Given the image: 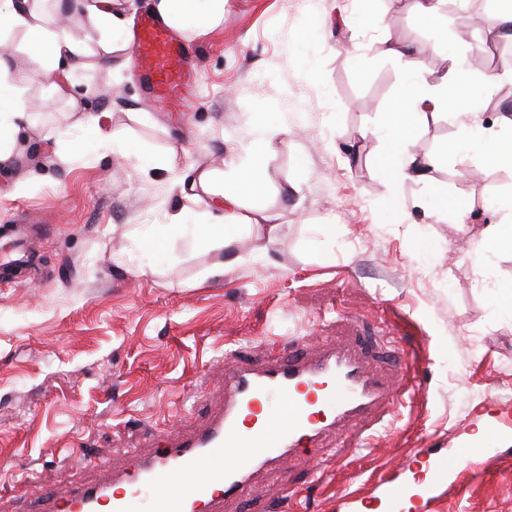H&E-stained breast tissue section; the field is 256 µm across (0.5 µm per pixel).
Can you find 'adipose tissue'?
I'll use <instances>...</instances> for the list:
<instances>
[{
  "label": "adipose tissue",
  "instance_id": "1",
  "mask_svg": "<svg viewBox=\"0 0 512 512\" xmlns=\"http://www.w3.org/2000/svg\"><path fill=\"white\" fill-rule=\"evenodd\" d=\"M71 15L85 18L78 29L61 25L56 14L37 5V0H0V36L13 31L23 32L27 40L28 65L24 71L32 81L49 80L58 74L74 76L84 65L92 43L99 38H111L113 44L127 46L128 20L120 0H67ZM155 11L171 26L178 29L205 28L218 23L224 16V0H154ZM11 63L0 59V171L13 168V145L21 127L20 120L26 104L17 85ZM472 80L464 57L448 58V69L440 80L419 79L407 84L390 112L384 113L385 153L380 159L384 173L396 181L409 179L431 189L434 174L445 167L450 156L458 151L457 144H443L436 150L421 154L415 151L417 133L437 122L448 109L459 110L463 138L478 148V158L484 168L512 169V115L501 114L496 128L485 127L481 112L471 107ZM230 179L212 172L200 173L197 182L206 192L212 211L218 218L213 223H185L173 216L168 228H155L148 239L156 245L166 229L195 240L220 239L233 242L234 230L257 227L265 230L267 238L277 232L270 215L256 212L245 216L240 212L244 197L261 192L265 171L257 152L231 156Z\"/></svg>",
  "mask_w": 512,
  "mask_h": 512
}]
</instances>
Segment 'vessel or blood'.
Masks as SVG:
<instances>
[{
	"label": "vessel or blood",
	"instance_id": "1",
	"mask_svg": "<svg viewBox=\"0 0 512 512\" xmlns=\"http://www.w3.org/2000/svg\"><path fill=\"white\" fill-rule=\"evenodd\" d=\"M149 94L170 111L188 106L192 49L155 13L138 20L130 46ZM224 408L176 442L140 458L122 475L88 486L45 489L41 512H224L228 499L260 497L263 474L295 452L315 448L338 425H358L383 401L400 400V382L381 379L347 350L309 359L274 352L260 364L228 350ZM232 452V463L211 469L212 459Z\"/></svg>",
	"mask_w": 512,
	"mask_h": 512
}]
</instances>
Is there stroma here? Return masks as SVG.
<instances>
[{"label": "stroma", "instance_id": "obj_1", "mask_svg": "<svg viewBox=\"0 0 512 512\" xmlns=\"http://www.w3.org/2000/svg\"><path fill=\"white\" fill-rule=\"evenodd\" d=\"M480 4L445 0L444 25L429 29L407 0H375L382 30L354 37L345 20L361 0H224L220 24L180 33L196 50L186 112L146 97L119 48L58 90L21 79L30 135L0 176V225L37 221L40 273L0 281V494L16 512H38L45 486L96 479L75 467L82 452L122 472L134 453L204 423L224 403L225 347L260 362L271 336L307 356L351 342L413 387L366 423L370 447L328 433L320 451L284 460L263 500L229 512H355L346 494L372 512H512V318L493 302L512 282V251L483 236L512 171L472 181L470 152L449 160L436 174L449 210L438 218L417 207L416 184L378 166L381 117L409 79H439L449 54L472 63L493 42L472 24ZM388 41L407 45V59L387 56ZM75 97L150 164L88 136ZM282 124L287 135L265 147L262 127ZM245 148L262 153L266 183L243 210L275 216L274 242L240 231L242 260L219 279L206 272L225 257L220 243L141 245L174 213L206 220L207 197L185 176L225 172ZM491 420L500 430L485 445L500 454L475 481L485 455L466 471L455 454ZM421 452L445 458L455 481L413 511L387 492L409 485Z\"/></svg>", "mask_w": 512, "mask_h": 512}]
</instances>
